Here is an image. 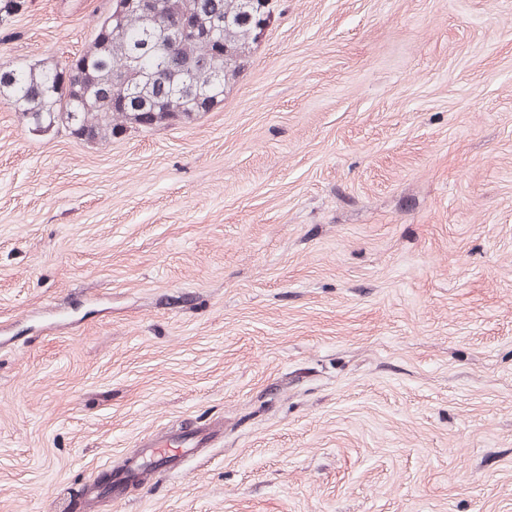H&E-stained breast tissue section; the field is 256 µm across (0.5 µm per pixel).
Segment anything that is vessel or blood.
<instances>
[{"label": "vessel or blood", "instance_id": "vessel-or-blood-1", "mask_svg": "<svg viewBox=\"0 0 512 512\" xmlns=\"http://www.w3.org/2000/svg\"><path fill=\"white\" fill-rule=\"evenodd\" d=\"M214 438L210 429L196 432L176 431L158 439L143 442L132 455L125 458L122 467L105 472L102 477L65 492L64 512H98L103 495L119 497L124 486L147 480L157 472L176 469L183 457L195 455Z\"/></svg>", "mask_w": 512, "mask_h": 512}]
</instances>
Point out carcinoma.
I'll return each instance as SVG.
<instances>
[{
	"mask_svg": "<svg viewBox=\"0 0 512 512\" xmlns=\"http://www.w3.org/2000/svg\"><path fill=\"white\" fill-rule=\"evenodd\" d=\"M125 2L112 0L77 57L0 67V98L17 105L28 130L63 128L94 146L128 131L190 124L224 102L227 89L251 68L259 45L256 19L270 23L278 6V0H163L167 14L190 13L203 26L217 25L224 45V59L216 61L207 42L180 40L176 67L169 71L170 47L161 26L125 11ZM155 75L164 77L166 88L153 91L150 111L142 112L135 95ZM184 83L195 91L182 90Z\"/></svg>",
	"mask_w": 512,
	"mask_h": 512,
	"instance_id": "obj_1",
	"label": "carcinoma"
}]
</instances>
